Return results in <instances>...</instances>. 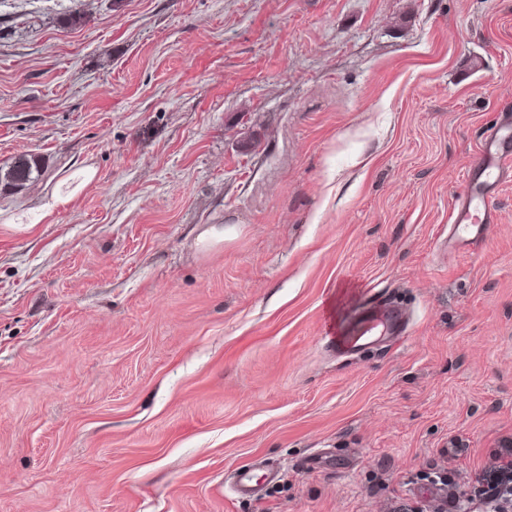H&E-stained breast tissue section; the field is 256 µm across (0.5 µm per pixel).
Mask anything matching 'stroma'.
<instances>
[{"mask_svg":"<svg viewBox=\"0 0 512 512\" xmlns=\"http://www.w3.org/2000/svg\"><path fill=\"white\" fill-rule=\"evenodd\" d=\"M507 115L512 0H0V213L96 171L0 223V512L474 494L512 441V175L479 248L448 221ZM340 291L404 340L336 357ZM243 464L278 477L236 497ZM96 177V171L86 167L64 177L61 189L54 190L48 199L37 209L36 222H31L27 214L19 213L4 217L3 224L18 226L20 224H35L51 218L60 208L69 205L77 194Z\"/></svg>","mask_w":512,"mask_h":512,"instance_id":"stroma-1","label":"stroma"}]
</instances>
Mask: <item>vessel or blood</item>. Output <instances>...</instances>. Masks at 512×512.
I'll use <instances>...</instances> for the list:
<instances>
[{"label":"vessel or blood","mask_w":512,"mask_h":512,"mask_svg":"<svg viewBox=\"0 0 512 512\" xmlns=\"http://www.w3.org/2000/svg\"><path fill=\"white\" fill-rule=\"evenodd\" d=\"M512 170V122L503 121L488 129L482 139L478 160L469 168L464 190L456 199L449 216V237L454 246L468 249L480 244L485 227L497 220L492 206L496 189ZM406 312L387 300L379 301L361 315L336 341V348L353 357L376 347L381 338L400 334ZM232 490L241 498L259 491L252 465H242L233 473Z\"/></svg>","instance_id":"vessel-or-blood-1"}]
</instances>
